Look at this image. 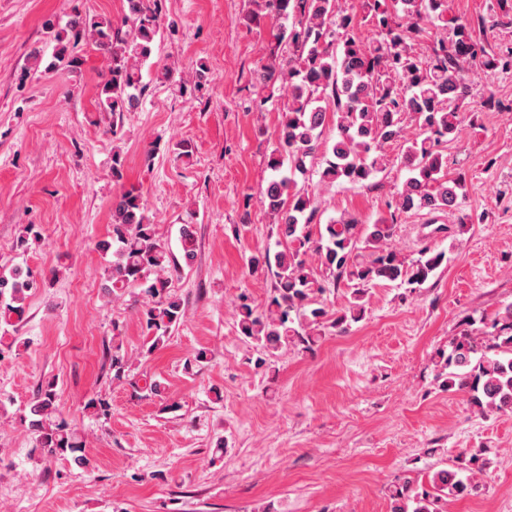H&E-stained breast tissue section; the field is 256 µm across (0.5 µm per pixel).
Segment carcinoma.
Here are the masks:
<instances>
[{
  "label": "carcinoma",
  "instance_id": "obj_1",
  "mask_svg": "<svg viewBox=\"0 0 512 512\" xmlns=\"http://www.w3.org/2000/svg\"><path fill=\"white\" fill-rule=\"evenodd\" d=\"M125 23L112 25L106 17L76 11L55 34L57 67L79 63L69 48L86 38L109 60L108 72L98 88L99 111L112 116V127L123 112L139 103L141 66L153 53L160 33V0H125ZM271 20L270 36L279 54L260 65L258 80L264 91L276 83L288 85L290 101L279 113L275 143L267 166L272 177L260 189L262 202L274 217L275 253L252 257V271L272 275L274 286L264 309L257 310L242 295L236 304L240 334L272 356L294 343L311 348L327 327L344 331L361 319L365 291L381 282L421 286L446 259V253L428 246L407 261L388 247L395 225L361 224L342 217L317 224V209L297 177L314 172L319 182L364 184L383 171L386 146L402 138L403 123L411 118L415 138L405 142L400 164L409 171L394 201L400 213L461 211L459 227L471 223L462 211L465 179L448 177L447 158L440 146L453 138L461 123L468 66L512 72V49L492 52L473 24L448 16V0H360L361 13L342 7L338 0H254ZM373 36L359 34L364 25ZM428 44V54L415 46ZM332 118L336 138L322 139L326 119ZM318 169H313L316 156ZM112 230L96 243L112 253L105 270L104 293L121 298L139 287L143 299L137 307L144 329L145 353L163 347L185 316L181 296L170 287L174 258L146 215L143 196L131 188L120 191L110 209ZM193 225L180 228L185 265L196 256ZM314 253L321 272L307 263ZM346 285L351 299L334 313L321 301L329 288ZM41 283L22 267L0 271V331H17L26 314L27 300ZM495 333L485 344L467 333L449 353H439L443 387L468 394L481 410L512 412V304L492 320ZM129 359L121 345L112 347L114 379L120 380ZM56 384L41 386L29 404L28 430L37 447L50 456H71L90 467L85 438L59 418ZM466 468L440 469L428 485L406 478L395 488L392 512H445L450 496H464L477 488Z\"/></svg>",
  "mask_w": 512,
  "mask_h": 512
}]
</instances>
